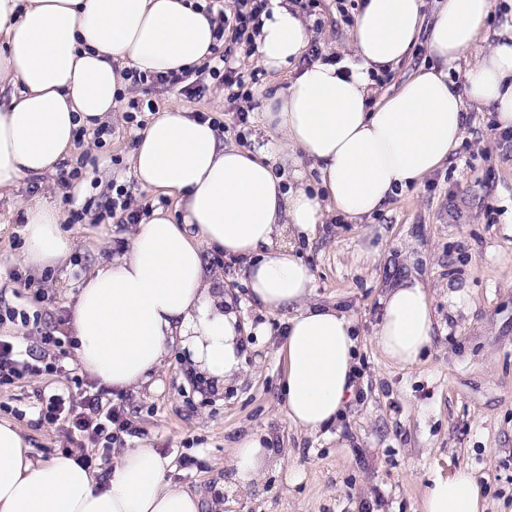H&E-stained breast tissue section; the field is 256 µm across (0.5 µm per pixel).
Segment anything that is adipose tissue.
Wrapping results in <instances>:
<instances>
[{"instance_id": "obj_1", "label": "adipose tissue", "mask_w": 512, "mask_h": 512, "mask_svg": "<svg viewBox=\"0 0 512 512\" xmlns=\"http://www.w3.org/2000/svg\"><path fill=\"white\" fill-rule=\"evenodd\" d=\"M423 0H363L351 55L318 61L268 100L264 125L280 136L266 147L226 145L211 121L170 105L137 133L130 172L145 189L176 199L131 225L127 246L84 273L64 329L81 369L107 390L150 382L167 346L179 342L190 371L233 382L246 356L224 277L203 255L214 247L243 260L252 297L286 314L284 414L316 432L336 422L353 397L357 339L351 318L312 301L313 274L295 245L315 237L325 210L356 219L380 211L396 191L421 183L461 143L466 106H486L498 130L512 129V24L485 43L492 0H439L425 23ZM431 65L373 101V74L398 65L418 39ZM258 61L278 71L307 53L303 18L277 0L255 37ZM216 41L194 0H0V196L25 177L55 172L80 126L108 121L127 70L169 74L202 65ZM463 69L456 87L449 71ZM308 159L318 192L286 187L283 166ZM21 264L32 272L65 266L73 240L62 213L43 198L19 201ZM375 338L397 364L420 360L432 315L424 286L406 279L381 299ZM269 439L235 444L234 479L257 480ZM169 458L128 448L107 474L59 454L36 460L23 431L0 420V512H200L201 497L166 478ZM472 474L434 472L422 512H484Z\"/></svg>"}]
</instances>
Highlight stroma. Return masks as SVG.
Segmentation results:
<instances>
[{
    "mask_svg": "<svg viewBox=\"0 0 512 512\" xmlns=\"http://www.w3.org/2000/svg\"><path fill=\"white\" fill-rule=\"evenodd\" d=\"M359 3L316 0L307 13L321 60L347 51ZM245 65L259 69L254 57ZM302 68L298 62L284 72L259 69L248 134L241 140L227 129L225 143L245 150L266 144V100L285 91ZM205 85L195 96L149 82L136 85L132 96L223 119V89L211 79ZM136 132L120 115L103 137L85 130L60 164L68 170L86 158L73 185L61 186L54 172L23 178L0 197L1 217L17 200L44 197L62 212L75 243L68 272L37 276L17 261L23 239L16 225L0 230V309L35 317L0 325V336L15 337L21 349H38L41 331L66 320L82 273L123 248L112 236L115 220L97 208L98 200L122 185L135 205L173 208L172 197L142 189L129 173ZM296 251L312 270L314 299L346 312L359 337L358 387L338 422L314 433L288 424L279 354L285 317L254 303L234 264L209 248L205 260L224 273V292L234 300L247 345L240 381L219 391L189 378L183 350L170 345L154 386L114 396L134 433L110 456H94V469L146 445L170 458L168 479L201 494L204 512H421L429 476L463 468L476 478L486 512H512V139L502 137L488 108L468 105L462 142L422 183L358 220L327 212L315 238ZM410 277L426 287L433 328L424 358L399 366L384 358L375 332L386 289ZM456 283L468 285L472 303L453 311L448 288ZM63 348L68 373L0 386V418L14 421L45 460L71 446L63 430L44 420L45 403L54 394L79 392L75 380L83 375L72 341ZM256 432L271 437L276 462L257 482L226 491L234 442Z\"/></svg>",
    "mask_w": 512,
    "mask_h": 512,
    "instance_id": "obj_1",
    "label": "stroma"
}]
</instances>
